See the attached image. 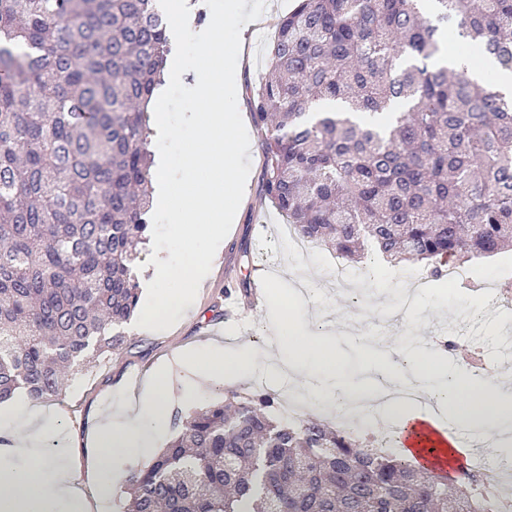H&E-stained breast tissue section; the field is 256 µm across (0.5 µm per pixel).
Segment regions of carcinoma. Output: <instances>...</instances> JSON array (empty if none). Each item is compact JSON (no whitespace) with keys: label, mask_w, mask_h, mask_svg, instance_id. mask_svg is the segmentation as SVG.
<instances>
[{"label":"carcinoma","mask_w":512,"mask_h":512,"mask_svg":"<svg viewBox=\"0 0 512 512\" xmlns=\"http://www.w3.org/2000/svg\"><path fill=\"white\" fill-rule=\"evenodd\" d=\"M512 70V0H297L253 90L263 192L359 259L443 265L512 245V99L448 67L446 37ZM170 46L157 0H0V403L62 395L120 353L148 241L149 105ZM128 512H485L347 429L228 392L170 418Z\"/></svg>","instance_id":"cac0c4a2"}]
</instances>
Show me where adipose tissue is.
<instances>
[{"label": "adipose tissue", "instance_id": "adipose-tissue-1", "mask_svg": "<svg viewBox=\"0 0 512 512\" xmlns=\"http://www.w3.org/2000/svg\"><path fill=\"white\" fill-rule=\"evenodd\" d=\"M260 307L276 313L269 323L271 341L265 351L247 345L210 346L186 351L182 366L202 380L221 377L243 382L260 363H277L291 379L303 381L310 414L332 409L339 396L354 402L357 416L380 408L383 419L399 425L401 451L409 430L427 418L426 412L420 404L385 403L382 384L395 389L412 386L426 395L438 393L445 411L431 419L434 427L462 426L474 435L488 436L495 453L512 461V386L450 369L447 358L435 351L412 355L406 366H399L393 361L396 346L371 335L359 337L362 362L351 371L333 337L311 335L306 311L288 308L276 284H269ZM171 382L170 372H152L145 376L135 401L113 404L92 436L95 454L82 469H51L45 426L38 415L28 412L27 399L1 405L0 436L7 443L0 453L23 457L26 466L19 470L0 465V512H38L47 501L66 502L69 512H97L112 492L113 465L138 463L152 455L173 409Z\"/></svg>", "mask_w": 512, "mask_h": 512}]
</instances>
